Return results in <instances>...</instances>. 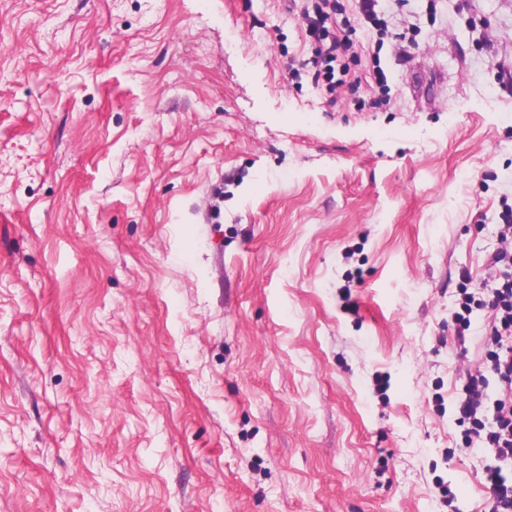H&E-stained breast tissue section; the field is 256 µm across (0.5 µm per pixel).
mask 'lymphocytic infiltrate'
Here are the masks:
<instances>
[{
    "label": "lymphocytic infiltrate",
    "instance_id": "f902f5d3",
    "mask_svg": "<svg viewBox=\"0 0 512 512\" xmlns=\"http://www.w3.org/2000/svg\"><path fill=\"white\" fill-rule=\"evenodd\" d=\"M338 0H299V15L315 45L303 71L330 99L341 92H356L369 71L352 53L350 38L335 30ZM498 247L490 266V287L462 292L458 301L456 337L465 342L473 311L483 313L480 326L482 353L464 361V383L453 404L456 421L464 426L466 446L485 454L490 497L488 512H512V206L504 205Z\"/></svg>",
    "mask_w": 512,
    "mask_h": 512
}]
</instances>
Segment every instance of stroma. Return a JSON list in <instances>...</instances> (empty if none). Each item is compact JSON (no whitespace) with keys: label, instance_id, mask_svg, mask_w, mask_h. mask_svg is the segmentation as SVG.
I'll list each match as a JSON object with an SVG mask.
<instances>
[{"label":"stroma","instance_id":"obj_1","mask_svg":"<svg viewBox=\"0 0 512 512\" xmlns=\"http://www.w3.org/2000/svg\"><path fill=\"white\" fill-rule=\"evenodd\" d=\"M289 6L0 0V512H486L512 0H378L389 112Z\"/></svg>","mask_w":512,"mask_h":512}]
</instances>
